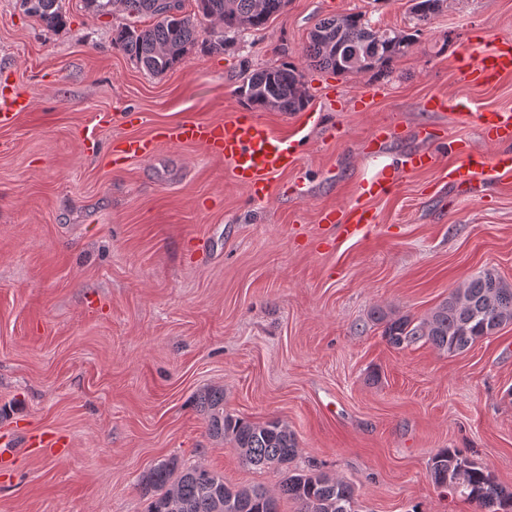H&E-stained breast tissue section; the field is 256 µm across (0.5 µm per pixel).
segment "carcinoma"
<instances>
[{
    "label": "carcinoma",
    "instance_id": "1",
    "mask_svg": "<svg viewBox=\"0 0 512 512\" xmlns=\"http://www.w3.org/2000/svg\"><path fill=\"white\" fill-rule=\"evenodd\" d=\"M98 15L111 13L120 3L130 16L148 15L147 28L131 24L112 27V45L143 70L162 75L182 63L194 50L227 51L247 30H261L282 13L288 0H194V11L179 7L164 12L163 0H84ZM414 32L376 29L365 15L351 12L319 20L308 33L301 58L310 67L340 73H388L406 56L415 36L436 14L444 0H410ZM25 12L50 28L66 24L62 0H21ZM217 27L202 38V22ZM240 95L250 107L264 111L301 112L309 103L303 73L292 62L255 69L243 77ZM373 319L384 324L383 337L394 348L419 341L448 354L466 350L478 339L512 322V284L490 271L471 278L450 293L431 314L415 321L381 310ZM195 406L213 438L230 437L243 464L282 472L279 496L258 487H230L224 475L202 466H184L172 456L145 472L138 486L148 500L146 512H279L278 498L297 505V512H357L353 488L322 472L288 470L296 456L297 441L278 420L251 422L224 412V390L209 388L198 394ZM434 484L458 494L479 512H512V490L493 474L453 448H440L430 459Z\"/></svg>",
    "mask_w": 512,
    "mask_h": 512
}]
</instances>
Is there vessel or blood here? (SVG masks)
Segmentation results:
<instances>
[{
    "mask_svg": "<svg viewBox=\"0 0 512 512\" xmlns=\"http://www.w3.org/2000/svg\"><path fill=\"white\" fill-rule=\"evenodd\" d=\"M511 71L512 37L507 35L497 38L490 49L474 54L468 65L467 77L471 83L482 85ZM424 108L429 112L448 110L461 116L473 115L486 142L496 148L494 155L490 156L463 142H456L453 151L457 161L448 170L449 184L476 195L488 181L512 172L511 110L474 114L466 101H450L436 96L430 97ZM161 139L173 145L204 147L210 154L223 159L234 181L256 199L266 196L272 175L293 169L298 160L295 140L275 134L249 112L238 113L224 121L180 122L165 127L157 140L124 138L122 156L126 159L152 157ZM432 162L431 155L422 150L402 155L397 162L382 167L374 176L361 182V201L327 214V221L337 222L340 236L354 237L364 225L374 221L372 211L363 204L364 199L390 195L405 177Z\"/></svg>",
    "mask_w": 512,
    "mask_h": 512,
    "instance_id": "b4317fda",
    "label": "vessel or blood"
}]
</instances>
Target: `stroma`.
<instances>
[{
  "label": "stroma",
  "mask_w": 512,
  "mask_h": 512,
  "mask_svg": "<svg viewBox=\"0 0 512 512\" xmlns=\"http://www.w3.org/2000/svg\"><path fill=\"white\" fill-rule=\"evenodd\" d=\"M62 5L68 23L52 30L0 0V91L31 101L0 127V437L18 445L0 463V512H145L138 481L172 456L276 488L278 471L209 436L193 403L208 387L223 388L227 413L287 424L292 469L347 482L357 512H475L433 484L441 448L511 489L512 324L447 354L390 346L371 314L425 318L486 270L512 283V175L477 200L450 189L448 142L488 145L456 113L421 108L440 96L512 109V74L477 86L459 62L473 34L486 48L512 35V0H446L390 75L307 69L319 123L256 114L299 155L262 200L203 147L162 143L119 166L114 149L232 116L244 74L300 63L319 19L362 12L409 29V0H289L234 49L160 76L113 48L124 12ZM417 146L432 166L369 201L364 235L321 223L356 201L372 152L389 163ZM42 433L61 451L27 446Z\"/></svg>",
  "instance_id": "obj_1"
}]
</instances>
